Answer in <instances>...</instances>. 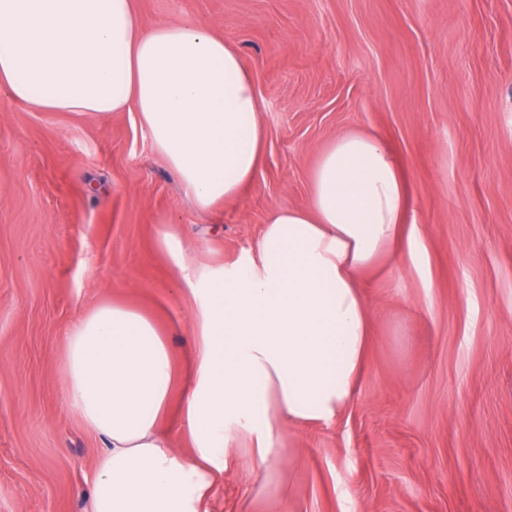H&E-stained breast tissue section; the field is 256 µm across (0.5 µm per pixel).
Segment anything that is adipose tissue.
Segmentation results:
<instances>
[{
	"instance_id": "obj_1",
	"label": "adipose tissue",
	"mask_w": 512,
	"mask_h": 512,
	"mask_svg": "<svg viewBox=\"0 0 512 512\" xmlns=\"http://www.w3.org/2000/svg\"><path fill=\"white\" fill-rule=\"evenodd\" d=\"M0 96L39 112L137 113L207 213L252 182L266 136L238 51L201 24L144 28L132 0H0ZM408 211L383 143L347 133L315 166L309 203L275 209L236 262L188 260L159 228L188 311V367L151 316L122 302L84 312L65 336L64 402L105 445L88 512H208L239 430L263 465L284 453V426L332 424L367 368L362 275L386 255H418ZM174 406L184 455L165 431Z\"/></svg>"
}]
</instances>
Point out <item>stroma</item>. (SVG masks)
<instances>
[{"instance_id":"stroma-1","label":"stroma","mask_w":512,"mask_h":512,"mask_svg":"<svg viewBox=\"0 0 512 512\" xmlns=\"http://www.w3.org/2000/svg\"><path fill=\"white\" fill-rule=\"evenodd\" d=\"M144 26L208 25L241 54L266 131L253 183L211 213L136 113L0 98V512H87L102 441L65 408L68 326L122 298L191 346L169 225L232 263L311 194L346 132L398 160L424 250L367 275L368 371L329 426L259 468L230 448L211 512H512V0H134Z\"/></svg>"}]
</instances>
